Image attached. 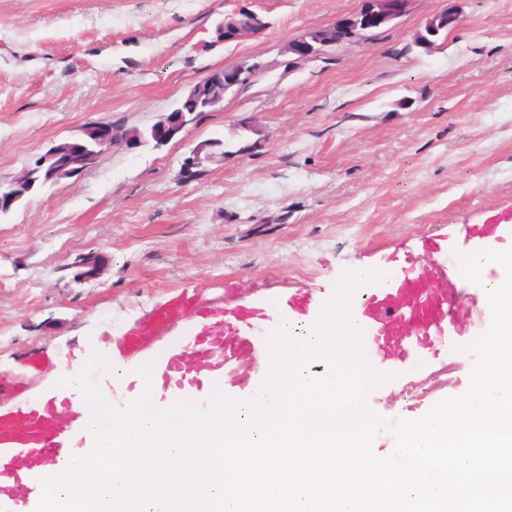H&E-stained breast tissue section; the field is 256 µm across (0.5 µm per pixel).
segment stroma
<instances>
[{
	"mask_svg": "<svg viewBox=\"0 0 512 512\" xmlns=\"http://www.w3.org/2000/svg\"><path fill=\"white\" fill-rule=\"evenodd\" d=\"M358 5L0 0L2 184L92 123L146 129L212 72L272 66L167 145L115 142L0 218V377L14 386L0 405L39 402L61 371L186 294H202L217 321L262 297L324 300L357 262L427 263L425 238L460 246L470 225L512 209V0H416L368 43L282 68L289 40ZM449 7L460 27L415 46L426 17ZM242 8L266 29L205 47ZM210 140L224 159L183 183V159ZM91 252L105 259L100 276L74 280L70 263ZM483 332L470 325L423 379L388 381L369 406L414 420L463 394Z\"/></svg>",
	"mask_w": 512,
	"mask_h": 512,
	"instance_id": "1",
	"label": "stroma"
}]
</instances>
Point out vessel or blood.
I'll return each mask as SVG.
<instances>
[{"mask_svg": "<svg viewBox=\"0 0 512 512\" xmlns=\"http://www.w3.org/2000/svg\"><path fill=\"white\" fill-rule=\"evenodd\" d=\"M468 250L497 251L512 243V210L497 212L468 233ZM431 262L422 268L404 260L397 272L380 279L356 307L366 344L375 363L403 369L435 344L446 343L458 333L469 308L468 281L462 275L458 251L446 242L427 241ZM286 313L301 322L319 312L309 296L281 300ZM211 308L201 297L169 305L153 320L131 330L117 342L113 361L125 362L144 350L159 327L172 319L195 317L199 328L170 351L151 379L156 390H176L199 407L209 404L212 387L229 384L231 393L248 394L260 379L226 381V369L249 358L261 345L258 337L272 319L266 305L240 304L225 308L222 326L207 322ZM88 446L82 413L70 397H48L25 407L0 409V512H35L34 496H19L15 486L32 482L58 469L67 458Z\"/></svg>", "mask_w": 512, "mask_h": 512, "instance_id": "1", "label": "vessel or blood"}]
</instances>
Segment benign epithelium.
Wrapping results in <instances>:
<instances>
[{"instance_id":"1","label":"benign epithelium","mask_w":512,"mask_h":512,"mask_svg":"<svg viewBox=\"0 0 512 512\" xmlns=\"http://www.w3.org/2000/svg\"><path fill=\"white\" fill-rule=\"evenodd\" d=\"M416 0H361L359 7L348 14L336 17L331 23L317 28V34L307 33L288 42L285 53L292 56L288 65L302 60L316 59L326 55L332 48L345 45L359 44L372 36L373 31L379 30L405 16ZM256 14L247 8L240 9L232 16L224 18L219 25L224 34L223 42H235L256 35L258 23ZM442 19L448 25V30L456 29L461 22V15L456 9H445L427 17L425 26L432 28L431 39L423 44L428 49L434 45L433 38L440 34L435 20ZM264 70L252 66L226 67L219 73L211 74L214 82L210 83L211 91L203 99L201 109L189 112L176 110L169 112L162 120L151 126L155 136V146L168 144L176 134L182 132L193 122L194 113L198 111L212 112L224 103V84H237L243 88L256 81ZM95 132L97 148L77 152L79 146L76 140H67L52 145L48 151L39 157L33 166L27 168L20 176L11 181L16 194L0 193V211L10 210L21 194L33 190L31 173L33 170H44L53 177H72L93 168L103 151L112 146L115 133L110 122H96L89 126ZM209 145L206 143L195 146L190 155L184 159V171L191 173L202 162ZM75 270V278L89 282L98 278L102 268L101 256L98 254L81 255L70 265Z\"/></svg>"}]
</instances>
